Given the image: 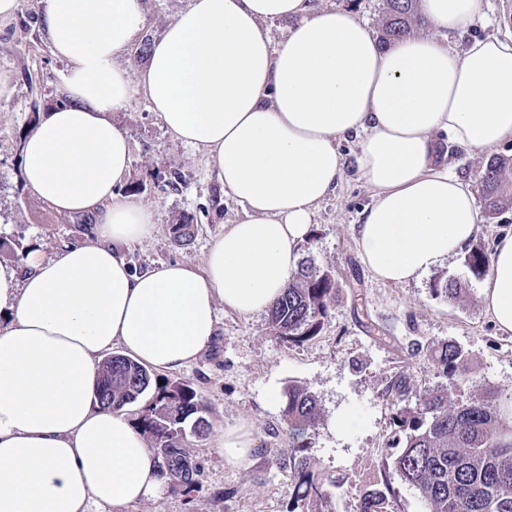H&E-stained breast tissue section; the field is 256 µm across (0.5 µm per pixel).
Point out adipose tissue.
Here are the masks:
<instances>
[{
  "mask_svg": "<svg viewBox=\"0 0 512 512\" xmlns=\"http://www.w3.org/2000/svg\"><path fill=\"white\" fill-rule=\"evenodd\" d=\"M427 34L380 46L348 9L314 0H191L141 66L119 58L139 37L143 0H39L64 60L69 103L23 138L21 182L55 213L91 217L94 241L20 266L0 263V512H90L157 498L158 461L124 414L99 407L96 378L113 347L157 371L195 362L217 309L268 311L298 268L318 203L344 175L342 139L372 202L356 227L363 263L400 286L460 254L482 222L451 150L512 142V34L457 50L489 0H420ZM291 25L273 39L269 22ZM144 97L170 137L203 152L243 216L200 265L133 269L157 213L117 193L132 147L111 115ZM497 332L512 335V233L483 287ZM228 467L249 468L242 420L220 430Z\"/></svg>",
  "mask_w": 512,
  "mask_h": 512,
  "instance_id": "ef3b65f1",
  "label": "adipose tissue"
}]
</instances>
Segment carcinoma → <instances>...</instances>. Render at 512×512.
<instances>
[{
    "instance_id": "carcinoma-1",
    "label": "carcinoma",
    "mask_w": 512,
    "mask_h": 512,
    "mask_svg": "<svg viewBox=\"0 0 512 512\" xmlns=\"http://www.w3.org/2000/svg\"><path fill=\"white\" fill-rule=\"evenodd\" d=\"M385 2L382 43L422 28L418 0ZM479 182L489 215L512 209L511 155L489 160L479 172ZM194 232L191 222L181 220L171 226L172 242L183 247ZM465 266L478 278L486 276L488 253L483 249L469 251ZM434 290L450 301L459 299L463 292L462 283L455 278L436 282ZM337 298L333 271L310 262L301 264L270 311L273 332L291 342L316 336ZM428 349L433 366L444 376L452 379L463 370L466 354L460 346L433 342ZM387 394L392 430L386 446L399 449L393 467L415 488L428 512H512V407L504 406L506 401L512 403V394L486 384L480 396L452 406L447 387L414 392L402 376L388 386ZM96 398L116 412H125L145 400L133 425L150 441L164 483L192 501V494L199 489L203 461L191 456L183 442L186 426L198 435L209 427L201 394L189 384L163 378L114 354L103 365ZM283 398L292 448L288 457L291 499L297 505L316 506L304 512H324L320 506L331 498L327 483L312 473L307 458L296 456L297 449L305 447L303 437L320 425L317 401L299 385L288 386ZM389 493L387 485L365 488L357 512H387Z\"/></svg>"
}]
</instances>
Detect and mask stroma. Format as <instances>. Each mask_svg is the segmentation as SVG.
Instances as JSON below:
<instances>
[{
	"label": "stroma",
	"instance_id": "1",
	"mask_svg": "<svg viewBox=\"0 0 512 512\" xmlns=\"http://www.w3.org/2000/svg\"><path fill=\"white\" fill-rule=\"evenodd\" d=\"M21 2L12 19L0 21V72L9 73L14 86L10 97L0 99V222L11 227L0 236V262L14 263L31 250L49 254L91 240L20 183L21 139L54 106L66 72L39 27L38 0ZM189 3L145 0L142 40L159 38ZM142 40L124 54L123 65L142 63ZM112 120L133 144L127 182L118 186V193L133 195L161 217L154 236L133 249V267L201 263L212 238L240 216L239 207L214 179L207 157L173 141L146 99L133 98ZM341 146L343 179L336 192L317 205L311 235L300 252L301 260L335 271L336 306L322 319L319 334L299 344L275 336L268 315L245 318L220 312L212 346L177 373L201 393L211 424L208 431L188 435L185 441L191 454L204 462L201 487L192 503L166 490L128 512H288L289 472L275 463L289 451L287 425L282 405L269 404L268 393L291 384L314 395L326 420L309 434L304 454L313 473L326 479L336 512H355L363 487L383 480L391 490L388 512H427L415 489L388 466L393 451L385 446L390 432L385 391L393 376L404 373L421 391L447 385L454 400L477 396L485 382L512 390V335L498 334L491 324L482 282L468 272L463 256L449 258L404 286L377 280L362 263L355 227L371 193L356 169L355 141H342ZM175 171L183 181L178 190H166ZM183 218L193 220L195 235L186 248L176 249L170 226ZM448 278L462 282L461 300L433 291L435 281ZM432 341L452 342L468 352L467 373L450 381L439 377L428 358ZM341 408L354 416L345 432L327 423ZM243 418L254 424L256 461L250 468L233 469L216 448V434Z\"/></svg>",
	"mask_w": 512,
	"mask_h": 512
}]
</instances>
